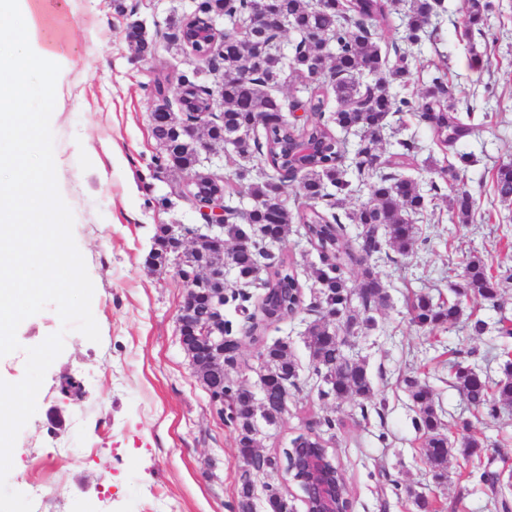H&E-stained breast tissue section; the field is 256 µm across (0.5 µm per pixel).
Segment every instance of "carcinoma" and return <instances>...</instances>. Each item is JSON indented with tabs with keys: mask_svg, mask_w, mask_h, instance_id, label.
Listing matches in <instances>:
<instances>
[{
	"mask_svg": "<svg viewBox=\"0 0 512 512\" xmlns=\"http://www.w3.org/2000/svg\"><path fill=\"white\" fill-rule=\"evenodd\" d=\"M404 2L401 17L403 47L394 54L381 50L376 31L389 24L392 7ZM444 0H271V6L293 29L298 41L292 54L283 52L279 36L259 32L250 40L225 34L213 55V66L224 75L218 97L224 110L209 121L211 140L232 146L238 156L257 159L252 169L236 173L256 206L245 221L232 222L226 238L248 240L236 244L227 253L232 257L244 284L264 288L258 310L260 319L252 324L258 330L262 323L280 321L302 309V285L293 262L268 250L267 242L288 236L289 225L300 224L309 242L322 257V266L313 270L319 285L323 312L306 328L308 348L314 372L321 378L318 390L323 400L341 401L347 397L359 400L361 416L367 414V404L374 398L370 372L363 361H350L344 355L348 337L373 326L374 319L366 312L388 305L389 295L383 282L369 270H364L357 287L350 288L346 269L361 264L381 252L382 238L402 255L415 251L419 229L414 216L422 214L431 202L406 177L402 169L414 160L420 150L416 136L410 134L395 139L394 151L384 160L387 171L376 172L370 196L348 218L360 225L355 241L344 235L339 211L353 195L352 183L346 179L347 168L362 173L373 169L381 159L380 146L392 130V119L404 112L418 113L419 120L431 132L432 141L442 148L454 149L455 161L438 170L439 178L448 188V204L459 224L474 221L476 200L466 188L463 174L474 162V155L457 149L465 136H477L483 128L475 122L472 112L461 113L448 91L447 72L438 70L430 84L416 96L403 93L410 82L409 48L431 36L443 12ZM202 9L223 19L229 25H244L255 7L252 0H199ZM495 9L494 0H461L459 13L465 31L484 25ZM128 34L140 51L152 52L154 43L147 40L139 24L132 22ZM322 33L323 40L310 39L312 31ZM291 73L295 91L308 94L307 104L314 119L290 126L282 120L287 100L281 95L286 73ZM177 83L187 88L191 100L179 108L181 112H204L209 103L201 95L206 85L203 72L191 65L179 72ZM334 97L335 110L327 111L328 98ZM183 118L167 109L152 116V134L161 146L155 156L156 170L192 174L205 190L212 189L202 176L200 154L196 144L181 137L176 128ZM341 129L354 127L363 137L351 162H346L344 144L333 134L330 125ZM301 140H312L318 149L299 165L288 162V148ZM298 183L300 195L307 201L304 207L290 206L282 195V183ZM494 196L502 203H512V164L497 169L492 177ZM324 211L331 212L326 216ZM176 239L162 225L155 236L150 259L160 272L169 269V254ZM221 251L208 242L197 243L190 251L188 264L177 276L197 287L193 273L205 269L220 259ZM460 282L454 285V297L435 302L426 295L409 298L412 322L421 327L448 325L453 328L463 315L462 298L474 297L495 302L501 279L494 276L479 256L461 261ZM462 357L452 363L454 386L466 405L484 418L496 420L501 409L512 407V360L501 365V377L491 380L470 363L471 351L455 349ZM260 357L270 375L260 415L243 390L225 384L224 376H209L208 389L214 395L236 398L234 414L223 417L236 432L238 454H252L258 420L276 424L285 411L283 385H296L299 366L289 351V345L277 341L264 346ZM403 383L417 416L414 426L424 441L427 463L434 477L445 475L452 444L446 434L443 410L436 405L432 388L416 377H406ZM462 455L471 462L480 481H489V472L482 467L483 446L474 438H466ZM253 486L243 479L237 495L238 512H252ZM269 512H289V504L281 491L266 485Z\"/></svg>",
	"mask_w": 512,
	"mask_h": 512,
	"instance_id": "1",
	"label": "carcinoma"
}]
</instances>
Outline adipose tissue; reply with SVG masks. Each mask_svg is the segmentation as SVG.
I'll list each match as a JSON object with an SVG mask.
<instances>
[{"instance_id": "adipose-tissue-1", "label": "adipose tissue", "mask_w": 512, "mask_h": 512, "mask_svg": "<svg viewBox=\"0 0 512 512\" xmlns=\"http://www.w3.org/2000/svg\"><path fill=\"white\" fill-rule=\"evenodd\" d=\"M71 0H0V347L21 324V303L76 286L47 252L70 255L54 229L70 221L46 136L58 113L28 116L30 80L62 94L75 45L64 30Z\"/></svg>"}]
</instances>
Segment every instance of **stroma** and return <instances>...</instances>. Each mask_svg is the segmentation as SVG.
Wrapping results in <instances>:
<instances>
[{"label":"stroma","instance_id":"35a3bbf8","mask_svg":"<svg viewBox=\"0 0 512 512\" xmlns=\"http://www.w3.org/2000/svg\"><path fill=\"white\" fill-rule=\"evenodd\" d=\"M487 22V36L460 35L459 0H445L446 13L435 41L414 47L411 86L422 88L434 66L448 63L449 85L459 111L482 117L480 137L462 140L476 163L465 183L488 220L451 223L446 203L428 205L416 224L425 246L404 257L392 247L347 270L358 282L371 269L384 283L389 302L374 311L376 325L352 340V352L372 375L380 412L361 416L355 399L327 402L318 396L305 330L316 318L319 290L313 276L318 251L302 225L290 231L274 253L294 260L304 285V305L295 317L267 324L251 337L246 315L225 307L242 348L224 369L231 384L256 386L260 352L287 341L299 364V380L288 390L277 425L263 427L261 455L281 458L302 433L320 435L342 465L351 512H418L415 496L437 512H499L496 500L512 504V408L487 423L468 409L448 376L450 351L459 343L476 348L475 361L490 377L500 375L499 316L512 319V279L503 282L496 303L473 299L466 312L488 321L484 335L465 323L452 329H421L405 305L410 292L451 297L462 256L474 253L494 272L512 270V245L502 237L512 227V205L491 200V178L512 163V0ZM192 8L191 0H73L69 34L77 51L66 77L61 113L48 146L62 160L58 182L71 203L73 221L64 225L74 253V271L88 285L67 302L43 295L25 308L24 320L0 354V381L20 405L18 418L0 438V512H27L39 493L38 512H233L243 477L254 486L253 512H268L266 485L283 490L292 512L306 507L295 488L272 470H248L237 456L236 432L226 426L193 372L177 330L184 287L173 273L148 262L161 224L199 223L182 194L184 177L155 170L160 151L151 132L148 83L188 66L186 53L169 47L163 33L170 17ZM139 21L155 42L154 56L140 58L125 37ZM508 35L492 41V33ZM490 56V69L470 68L471 54ZM407 132L422 149L407 174L421 189L436 179V166L449 156L431 142L418 117H404ZM416 376L433 389L455 438L470 436L484 445L482 460L500 474L503 490L471 477L460 454L448 459V474L435 480L412 419L413 402L402 384ZM81 385L79 396L61 390L65 379ZM36 391L34 402L25 395ZM333 419L326 429L325 419Z\"/></svg>","mask_w":512,"mask_h":512}]
</instances>
